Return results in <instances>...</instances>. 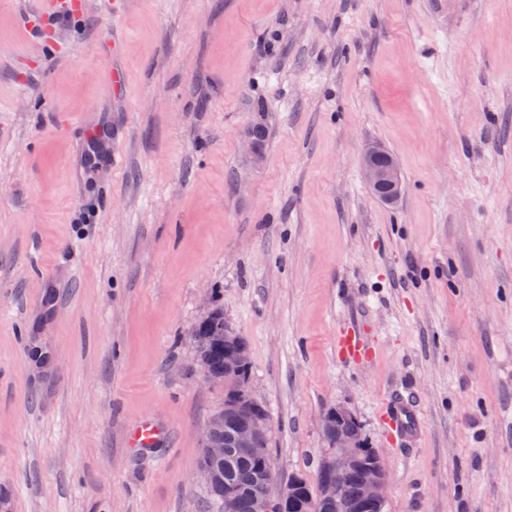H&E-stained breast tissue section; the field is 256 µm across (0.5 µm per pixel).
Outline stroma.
Listing matches in <instances>:
<instances>
[{
	"mask_svg": "<svg viewBox=\"0 0 512 512\" xmlns=\"http://www.w3.org/2000/svg\"><path fill=\"white\" fill-rule=\"evenodd\" d=\"M112 2L0 0V512H204L207 297L278 484H316L341 405L386 512H512V0ZM107 117L112 168L78 144ZM147 418L166 435L129 447ZM386 154L378 146H369L361 155L360 163L364 177L375 195L390 192L400 195L402 179L397 167L383 163Z\"/></svg>",
	"mask_w": 512,
	"mask_h": 512,
	"instance_id": "obj_1",
	"label": "stroma"
}]
</instances>
